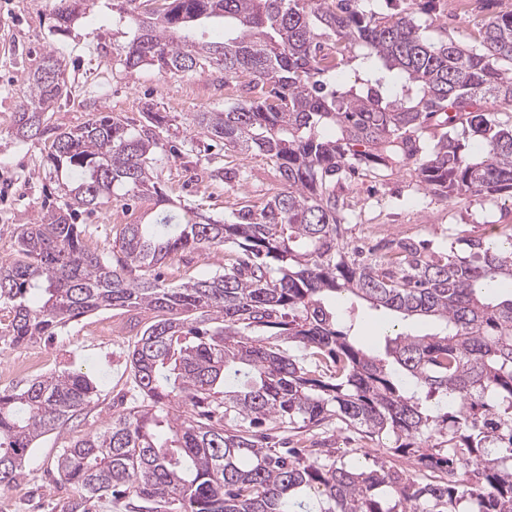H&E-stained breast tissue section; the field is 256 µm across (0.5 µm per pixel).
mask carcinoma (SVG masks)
<instances>
[{"mask_svg": "<svg viewBox=\"0 0 512 512\" xmlns=\"http://www.w3.org/2000/svg\"><path fill=\"white\" fill-rule=\"evenodd\" d=\"M134 26L125 72L175 78L248 75L236 102L197 112L192 131L224 152L259 154L280 188L231 218L171 199L154 176L175 117L132 124L99 112L58 132L47 153L67 213L24 224L0 262V345L52 337L103 309L153 315L128 344L135 405L59 449L55 471L77 496L69 512L131 496L128 512H512V225L489 238L431 248L347 237L338 185L360 169L415 167L435 196L512 193V13L478 45L432 41L404 8L378 16L365 0H117ZM90 0H56L65 30ZM372 60L336 79L355 48ZM68 95L55 49L27 79L15 137L43 134ZM463 130L472 143L463 144ZM126 197L154 200L125 224L112 254L89 249L71 215ZM222 247L224 272L177 285L154 274L171 255ZM341 299L434 330L360 344L366 317L342 323ZM89 376L55 371L0 391V488L35 442L79 418ZM355 430L389 460L360 470L335 449L289 446L286 434Z\"/></svg>", "mask_w": 512, "mask_h": 512, "instance_id": "1", "label": "carcinoma"}]
</instances>
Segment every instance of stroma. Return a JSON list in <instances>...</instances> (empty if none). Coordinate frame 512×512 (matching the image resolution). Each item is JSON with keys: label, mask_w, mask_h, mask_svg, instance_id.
Wrapping results in <instances>:
<instances>
[{"label": "stroma", "mask_w": 512, "mask_h": 512, "mask_svg": "<svg viewBox=\"0 0 512 512\" xmlns=\"http://www.w3.org/2000/svg\"><path fill=\"white\" fill-rule=\"evenodd\" d=\"M114 0H95V8L63 31L54 28V0H0V261L15 254L16 234L33 223L43 207H62L45 161L54 128L84 123L90 112H115L136 122L145 104L154 103L178 117L221 108L234 101L237 87L219 75L172 78L154 68L131 73L113 65L114 47L130 37L126 24L113 23ZM430 39L447 32L461 44H476L493 17L512 13V0H407ZM56 48L68 63L69 96L50 115V130L26 143L15 139L14 116L27 89L26 79L48 49ZM220 158L228 171L224 182L201 176L197 154ZM158 177L172 197L202 201L212 216L228 217L237 203L265 201L279 181L272 164L261 156L225 154L222 145L198 139L196 150L170 157ZM353 212V239L372 245L387 236L454 243L465 252V238L487 235L491 225L512 224V196L449 200L426 193L412 169L379 181L352 179L343 184ZM150 202L114 201L73 221L88 227L90 249L110 250L121 225L143 222ZM224 270V251L202 249L176 255L164 275L179 272L187 279ZM130 316L112 309L84 317L62 329L50 341L0 350V388L22 385L64 369L88 371L98 393L86 415L44 435L26 460L20 475L0 490V512H65L74 497L72 487L59 481L52 461L66 442L81 437L132 403L135 392L127 363Z\"/></svg>", "instance_id": "1"}]
</instances>
